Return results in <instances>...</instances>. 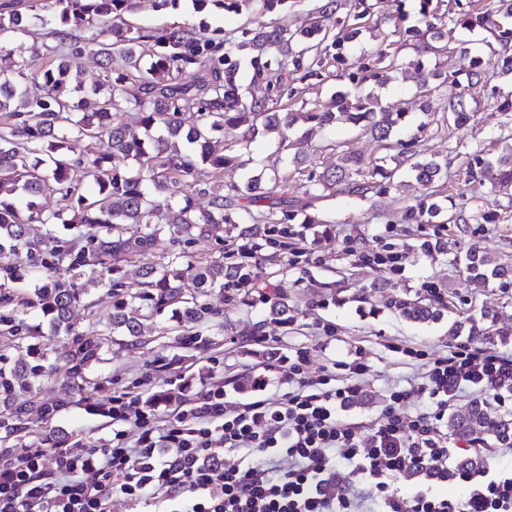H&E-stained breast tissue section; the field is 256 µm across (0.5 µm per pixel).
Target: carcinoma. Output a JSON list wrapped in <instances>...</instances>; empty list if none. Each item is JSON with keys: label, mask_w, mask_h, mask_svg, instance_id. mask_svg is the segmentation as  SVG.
Returning a JSON list of instances; mask_svg holds the SVG:
<instances>
[{"label": "carcinoma", "mask_w": 512, "mask_h": 512, "mask_svg": "<svg viewBox=\"0 0 512 512\" xmlns=\"http://www.w3.org/2000/svg\"><path fill=\"white\" fill-rule=\"evenodd\" d=\"M138 0H43L32 2L40 8L24 17L16 9L18 0L0 5V287L15 280L12 257L24 249L30 257L28 278L33 292L16 298L0 294V304H31L48 321L49 334L73 333L69 322L71 307L88 293L87 285L109 288L116 298L107 322L87 331L74 333L73 348L66 363L72 381L91 383V372L106 363L107 340L126 336V345L154 341L152 326L161 312H171L178 332L187 324L200 327L216 322L221 311L209 298L230 286L270 288V279H258L247 263L224 261L220 256L200 265L189 260L187 247L197 238L211 234L220 224L228 225L231 244L259 242L266 246L265 261L278 266L276 273L288 271L279 260L288 249V235L278 225L295 220L297 214L281 207L279 190L288 185V170L278 163L245 178L242 183L224 182V172L236 164L229 153L226 133L238 132L248 139L260 133L288 130L301 122L305 136L345 117L363 124L383 149L399 148L397 166L388 167L390 156L363 157L340 152L336 163L318 172L303 174L299 188L311 200L328 197L336 186L361 199L377 194L385 186L373 181L380 176L392 180L399 166L406 167L408 186L425 191L441 180L443 165L421 155L419 137L389 143L404 113L385 109L371 94L338 90L333 112H292L289 100L293 83H323L330 68L344 63L342 49L372 28V4L358 0L356 10L329 28L313 20L299 28L275 24L269 29L242 33L234 43L236 53L249 60L252 74L242 75L238 63L224 52L222 30L211 28V15L238 11L242 0H192L193 16L183 23L162 28L138 24L134 10ZM432 0H420L425 29L395 28L421 41L422 52L443 54L438 25L430 21ZM472 28L486 22V15L468 9L456 19ZM22 32L32 41L34 52L49 59L37 78L41 93L31 97L22 84L27 77V61L15 57L7 46ZM393 41L383 37L382 45L359 66L361 81L382 80V70L396 65L391 52ZM467 65V86L448 94L447 112L455 126L471 117L467 97L486 81L479 56L473 49L461 50ZM93 58L104 69V79L89 86L81 79L86 60ZM421 93L443 92L448 77L439 72H419ZM114 112H136L140 128L117 124ZM71 141L88 142L87 149L75 152ZM138 163L132 175L128 162ZM211 168L212 181L194 180L196 162ZM499 186H512V147L498 158ZM53 181L58 197L43 198V184ZM209 197V208L198 210L193 200ZM268 199V209L245 215L238 198ZM442 206L421 199L416 222L432 220ZM493 223L494 212L484 207L474 213H460L457 224L471 221ZM40 224L46 235L63 224L72 231L56 237L50 250L41 248L42 239L32 234ZM156 254L159 263L142 265L138 276L142 291L127 297L124 292L122 262L136 255ZM468 278L498 279L512 283V263L499 261L469 249L464 257ZM442 303L420 296L399 303L407 318L427 321L441 315ZM482 328L471 327L474 336L512 335V324L498 321L490 313ZM37 356L12 368L0 367V445H7L28 429V414L37 406L51 417L64 406L62 401L37 399L39 380L48 376L47 358ZM452 435L473 443L486 432L496 433L502 448L512 447V413L474 403L448 415ZM484 456L476 452L460 458L455 471L476 472Z\"/></svg>", "instance_id": "cac0c4a2"}]
</instances>
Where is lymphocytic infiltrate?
Segmentation results:
<instances>
[{
    "mask_svg": "<svg viewBox=\"0 0 512 512\" xmlns=\"http://www.w3.org/2000/svg\"><path fill=\"white\" fill-rule=\"evenodd\" d=\"M417 382L392 391L369 432L338 414L363 392V350L316 372L301 347L287 357L286 394L254 374L248 402L213 382L162 416L141 394H112V444L33 446L0 464V512H107L115 496L150 495L160 512H512V469L462 474L465 493L438 495L448 479V394L468 386L512 394V354L471 340L444 353L403 348ZM413 479L400 495V479Z\"/></svg>",
    "mask_w": 512,
    "mask_h": 512,
    "instance_id": "f902f5d3",
    "label": "lymphocytic infiltrate"
}]
</instances>
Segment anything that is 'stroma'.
Here are the masks:
<instances>
[{"label":"stroma","instance_id":"1","mask_svg":"<svg viewBox=\"0 0 512 512\" xmlns=\"http://www.w3.org/2000/svg\"><path fill=\"white\" fill-rule=\"evenodd\" d=\"M321 4L322 0H288L287 9L273 16L262 10L260 0H247L239 12L211 18L210 24L223 28L225 39L230 40L242 29L259 30L277 21L292 27L301 25L315 16ZM433 5L437 16L446 19L443 42L448 48L447 58L421 53L409 43L398 42L403 67L391 72L387 82L375 86L374 91L390 111L405 115L395 140L409 139L421 122H428L422 139L423 155L448 165L440 195L444 216L429 223H403L405 212L417 207L420 199L417 193L397 184L364 200L340 192L311 203L293 181L285 192L292 209L300 215L290 224L295 232L291 242L305 249L307 260L289 267L281 282L288 301L287 323L266 324L265 330L278 336L281 353L310 348L318 366L346 360L356 347L364 348L370 373L363 397L340 412V419L346 421L375 419L389 393L405 387L416 371L402 354L387 348V338L438 355L451 341L448 328L454 321L476 318L484 311L512 319V285L492 279L470 281L457 261L473 245L512 260V188H499L500 168L496 162L512 140V124H505L499 110L501 97L512 94V73H504L498 51L484 48V41L490 37L486 28L466 29L455 24L458 0H433ZM464 46L481 47L482 69L488 80L469 102L473 118L457 129L448 124L444 97L434 93L419 96L412 74L419 66L429 71L442 67L457 70L456 60ZM303 132V126L297 124L284 141L275 134H261L250 142L232 145L231 152L239 156L242 165L227 171L226 182H240L246 174L263 169L278 152L286 160L299 158L305 165L319 166L335 161L341 149L363 155L376 150L369 134L344 120L309 139ZM480 203L497 213L496 222L471 223L463 230L449 223V215L471 210ZM305 215L315 219L306 228L300 223ZM389 224L394 225V233H386ZM433 232L440 235L437 249L420 251L419 241ZM386 235L408 249L402 274L362 264L343 245L348 238L359 247L373 246ZM425 281L440 285L446 307L440 320L419 324L404 318L398 303L416 295ZM213 302L223 308L224 322L204 332L208 347L175 344L167 337L142 348L110 344L108 363L94 373L93 385L84 389L72 383L65 362L72 348L71 333L51 337L46 355L53 369L39 384L38 392L41 399H62L66 405L49 419L31 412L32 432L14 441L15 451L43 442L66 446L77 440L90 448L107 447L112 438L109 410L113 388L131 386L146 374L152 378L149 395H167L175 400L183 395L182 385L195 390L210 382L219 365L224 368V388L236 399L249 397L251 377L257 371L266 372L273 387H280L288 373L287 364L272 362L270 349L244 341L251 324L264 322V302L255 294L246 305L226 302L219 295ZM112 304L107 288L91 287L88 299L72 308L74 331L90 329L96 321L108 317ZM326 325L334 328V340H324L322 328Z\"/></svg>","mask_w":512,"mask_h":512}]
</instances>
